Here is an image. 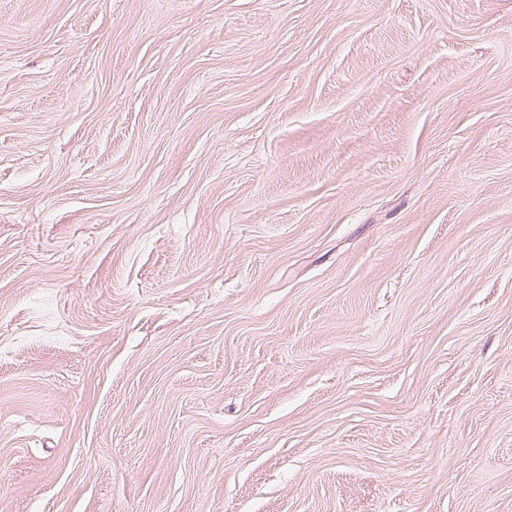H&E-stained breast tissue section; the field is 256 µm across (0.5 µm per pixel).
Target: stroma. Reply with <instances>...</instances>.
Returning a JSON list of instances; mask_svg holds the SVG:
<instances>
[{"instance_id": "obj_1", "label": "stroma", "mask_w": 512, "mask_h": 512, "mask_svg": "<svg viewBox=\"0 0 512 512\" xmlns=\"http://www.w3.org/2000/svg\"><path fill=\"white\" fill-rule=\"evenodd\" d=\"M0 512H512V0H0Z\"/></svg>"}]
</instances>
